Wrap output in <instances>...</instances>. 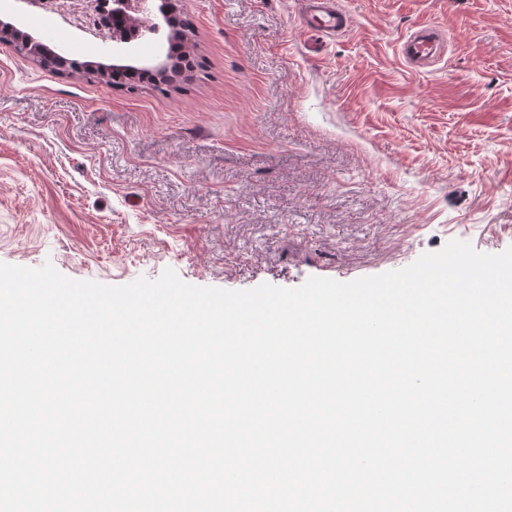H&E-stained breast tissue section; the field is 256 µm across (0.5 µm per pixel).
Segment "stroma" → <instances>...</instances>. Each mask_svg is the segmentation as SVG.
<instances>
[{"mask_svg":"<svg viewBox=\"0 0 512 512\" xmlns=\"http://www.w3.org/2000/svg\"><path fill=\"white\" fill-rule=\"evenodd\" d=\"M345 34L309 49L300 0H180L191 73L130 92L51 71L0 41V262L126 285L297 287L398 270L462 240L512 246V0H340ZM71 57L152 67L166 44L90 42L0 21ZM424 23L448 54L411 72ZM444 32L433 24L420 25L402 36L398 44L401 60L415 70L425 69L444 51Z\"/></svg>","mask_w":512,"mask_h":512,"instance_id":"obj_1","label":"stroma"}]
</instances>
